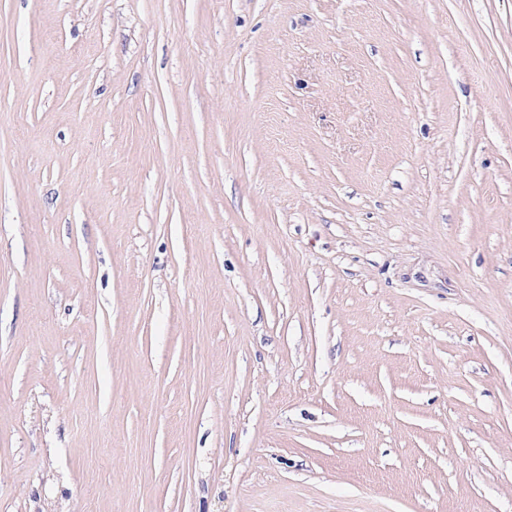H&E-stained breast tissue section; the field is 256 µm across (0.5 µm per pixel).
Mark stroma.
Returning a JSON list of instances; mask_svg holds the SVG:
<instances>
[{"instance_id":"obj_1","label":"stroma","mask_w":512,"mask_h":512,"mask_svg":"<svg viewBox=\"0 0 512 512\" xmlns=\"http://www.w3.org/2000/svg\"><path fill=\"white\" fill-rule=\"evenodd\" d=\"M0 512H512V0H0Z\"/></svg>"}]
</instances>
